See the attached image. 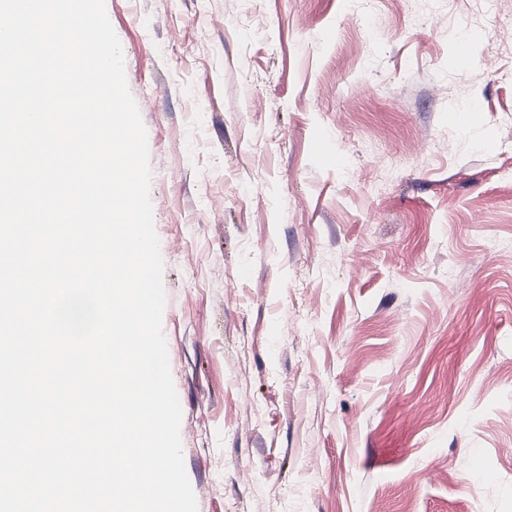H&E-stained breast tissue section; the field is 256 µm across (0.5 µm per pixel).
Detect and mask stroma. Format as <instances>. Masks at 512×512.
<instances>
[{
	"instance_id": "35a3bbf8",
	"label": "stroma",
	"mask_w": 512,
	"mask_h": 512,
	"mask_svg": "<svg viewBox=\"0 0 512 512\" xmlns=\"http://www.w3.org/2000/svg\"><path fill=\"white\" fill-rule=\"evenodd\" d=\"M105 8L198 512H512V0Z\"/></svg>"
}]
</instances>
